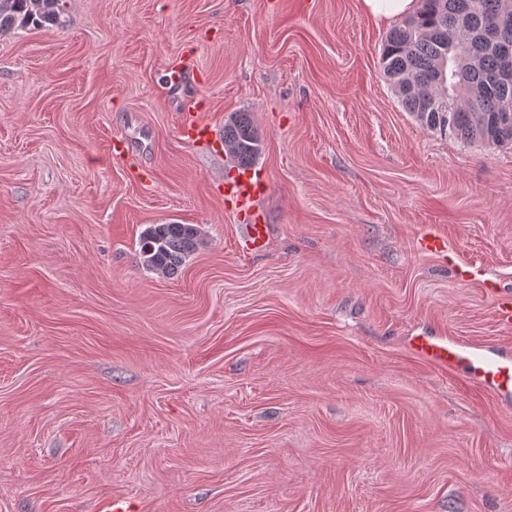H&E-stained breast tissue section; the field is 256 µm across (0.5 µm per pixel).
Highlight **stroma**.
Instances as JSON below:
<instances>
[{
	"mask_svg": "<svg viewBox=\"0 0 512 512\" xmlns=\"http://www.w3.org/2000/svg\"><path fill=\"white\" fill-rule=\"evenodd\" d=\"M68 16L0 36V512H512V408L407 346L512 351L484 286L512 289V147L419 126L362 0ZM193 96L260 131V250L232 156L182 133ZM169 223L201 242L164 276L139 238Z\"/></svg>",
	"mask_w": 512,
	"mask_h": 512,
	"instance_id": "1",
	"label": "stroma"
}]
</instances>
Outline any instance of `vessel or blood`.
<instances>
[{"label": "vessel or blood", "instance_id": "1", "mask_svg": "<svg viewBox=\"0 0 512 512\" xmlns=\"http://www.w3.org/2000/svg\"><path fill=\"white\" fill-rule=\"evenodd\" d=\"M204 109L203 99L193 100L182 115V129L193 140L204 141L213 133L199 114ZM263 176L250 168L242 169L238 176L224 185V201L238 211H250L255 201L266 192ZM489 293L495 300L498 322L512 326V294L496 283H488ZM408 344L413 353L423 360L451 371L463 372L467 381L497 396L506 406L512 405V355L503 353L492 345H475L451 336H433L427 333L412 334Z\"/></svg>", "mask_w": 512, "mask_h": 512}]
</instances>
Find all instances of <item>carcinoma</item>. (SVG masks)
Here are the masks:
<instances>
[{"instance_id": "cac0c4a2", "label": "carcinoma", "mask_w": 512, "mask_h": 512, "mask_svg": "<svg viewBox=\"0 0 512 512\" xmlns=\"http://www.w3.org/2000/svg\"><path fill=\"white\" fill-rule=\"evenodd\" d=\"M505 0H419L416 13L394 25L386 35L380 66L402 108L424 129L450 134L465 144L488 148L512 146V82L496 83L501 57L496 48L480 47L476 70L456 63L445 81L435 83L448 58V28L460 25L465 36L496 24ZM67 0H0V35L17 28L62 27ZM487 87L477 102L461 103L470 87ZM224 147L240 166L251 165L262 139L247 112H233L224 122ZM200 243L194 224H153L140 237L142 265L164 276L175 274Z\"/></svg>"}]
</instances>
